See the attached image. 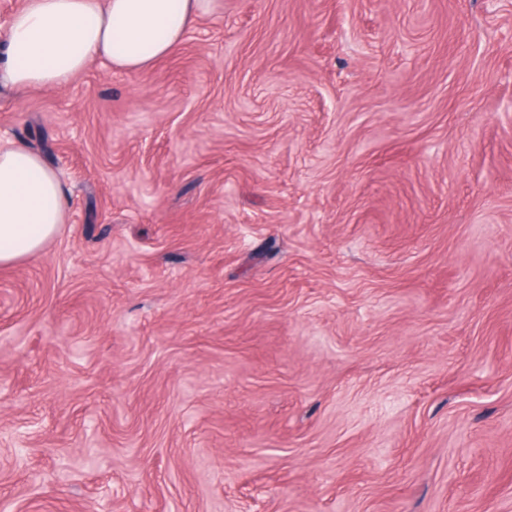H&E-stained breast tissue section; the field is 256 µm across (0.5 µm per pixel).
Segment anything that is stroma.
I'll return each instance as SVG.
<instances>
[{"label":"stroma","mask_w":512,"mask_h":512,"mask_svg":"<svg viewBox=\"0 0 512 512\" xmlns=\"http://www.w3.org/2000/svg\"><path fill=\"white\" fill-rule=\"evenodd\" d=\"M1 126L70 205L0 268V503L512 512V0H220Z\"/></svg>","instance_id":"35a3bbf8"}]
</instances>
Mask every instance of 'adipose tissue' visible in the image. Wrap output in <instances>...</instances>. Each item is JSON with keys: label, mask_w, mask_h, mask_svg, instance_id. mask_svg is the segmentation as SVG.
Here are the masks:
<instances>
[{"label": "adipose tissue", "mask_w": 512, "mask_h": 512, "mask_svg": "<svg viewBox=\"0 0 512 512\" xmlns=\"http://www.w3.org/2000/svg\"><path fill=\"white\" fill-rule=\"evenodd\" d=\"M218 0H25L0 52V82L63 87L92 60L134 73L165 57ZM57 176L29 149L0 147V264L38 252L66 221Z\"/></svg>", "instance_id": "1"}]
</instances>
